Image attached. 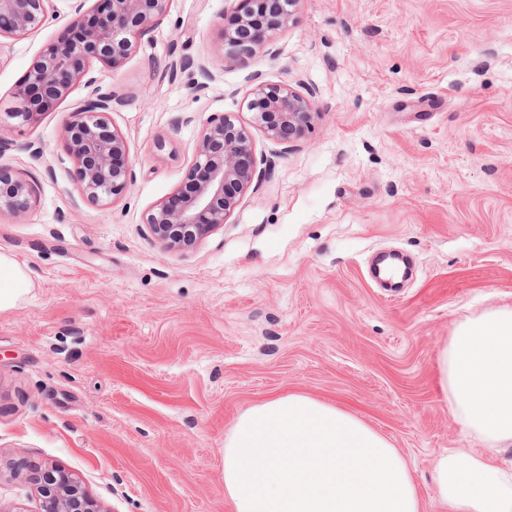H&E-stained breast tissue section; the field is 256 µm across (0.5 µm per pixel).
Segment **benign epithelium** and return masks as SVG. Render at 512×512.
<instances>
[{"label":"benign epithelium","instance_id":"1","mask_svg":"<svg viewBox=\"0 0 512 512\" xmlns=\"http://www.w3.org/2000/svg\"><path fill=\"white\" fill-rule=\"evenodd\" d=\"M52 0H0V38L19 39L54 19ZM73 0L66 31L31 64L15 89L13 106L0 119V145L13 126H32L43 113L66 99L98 63L103 72L119 70L142 36L152 30L170 0ZM287 7L269 9L271 0H238L224 14L231 28L221 25L227 53L247 68L260 50L296 20L300 0H284ZM286 83H269L258 73L250 76L244 100L252 124L283 144L300 140L315 112L311 96ZM123 103L116 93L96 92L78 102L60 130L61 139L76 164L80 192L93 204H113L132 182L128 145L111 126L109 115ZM262 184L251 134L237 118L214 115L203 124L184 188L156 204L145 216L152 236L168 249L194 248L212 230L230 218L240 200ZM37 203V185L21 175L0 169V214L25 219ZM40 512H100L80 482L62 470H48L38 487Z\"/></svg>","mask_w":512,"mask_h":512}]
</instances>
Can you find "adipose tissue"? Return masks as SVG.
I'll use <instances>...</instances> for the list:
<instances>
[{"label": "adipose tissue", "mask_w": 512, "mask_h": 512, "mask_svg": "<svg viewBox=\"0 0 512 512\" xmlns=\"http://www.w3.org/2000/svg\"><path fill=\"white\" fill-rule=\"evenodd\" d=\"M32 286L0 253V310ZM461 423L512 444V308L459 322L439 355ZM440 512H512V469L456 455L433 461ZM224 496L234 512H425L409 466L360 418L290 393L249 407L224 438Z\"/></svg>", "instance_id": "adipose-tissue-1"}]
</instances>
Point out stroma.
<instances>
[{
	"label": "stroma",
	"mask_w": 512,
	"mask_h": 512,
	"mask_svg": "<svg viewBox=\"0 0 512 512\" xmlns=\"http://www.w3.org/2000/svg\"><path fill=\"white\" fill-rule=\"evenodd\" d=\"M52 5L49 26L0 40V113L68 25L70 0ZM235 5L171 0L121 69L93 64L125 99L110 120L135 176L119 202L82 197L59 138L85 85L0 151L38 187L25 221L0 215V253L33 281L0 311L7 512H39L31 464L71 473L101 512H233L224 436L288 393L385 434L427 512L439 454L512 467V447L460 423L439 367L458 321L512 307V0H300L247 69L220 46ZM252 70L315 90L298 142L251 126ZM220 113L250 125L271 175L193 250L165 249L145 216Z\"/></svg>",
	"instance_id": "35a3bbf8"
}]
</instances>
